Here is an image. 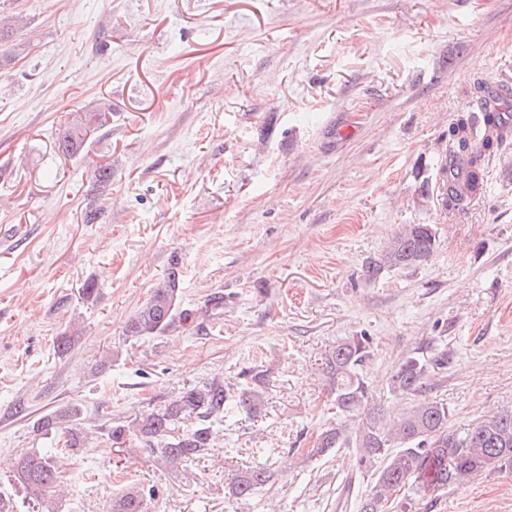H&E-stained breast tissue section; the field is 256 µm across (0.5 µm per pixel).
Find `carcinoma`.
Here are the masks:
<instances>
[{"label": "carcinoma", "mask_w": 512, "mask_h": 512, "mask_svg": "<svg viewBox=\"0 0 512 512\" xmlns=\"http://www.w3.org/2000/svg\"><path fill=\"white\" fill-rule=\"evenodd\" d=\"M480 111L461 112L448 128V152L441 158L448 188V211H458L480 194L485 166L503 143L512 137V91L506 89L493 99L479 97ZM111 109L87 112L84 119L59 130L56 142L61 156L80 152L85 141L107 124ZM437 246V231L430 224H406L380 254L365 262L364 272L375 280L385 271L406 269L427 262ZM181 274L177 261L148 301L128 321L132 339L163 335L174 322L180 296ZM369 339L349 336L327 355L325 373L336 414L357 422L353 432L345 426L327 428L319 434L311 453L324 456L338 448L357 449L360 462H383L376 480L361 503L360 512H383L393 494L408 484L417 490L436 492L460 485L490 469L512 471V410L504 409L459 433L448 430L449 410L444 403L424 398L396 419H386L375 391L360 374L369 356ZM427 363L417 357L402 361L389 379L393 393L417 396L425 392ZM247 414L257 412L264 402L263 390L246 386L231 396L224 385L211 381L190 387L163 405L125 423H112L108 430L114 447L135 439L167 466H186L210 447L212 419L224 413L229 398ZM192 421L187 429L182 424ZM42 435L63 434L65 446L84 445L86 436L80 413L74 407L60 408L40 417L35 424ZM58 452L32 448L18 458L14 481L31 499L46 502L59 492ZM273 478L265 467L246 471L233 484L232 495L246 501ZM143 495L131 489L114 502L112 512H145Z\"/></svg>", "instance_id": "1"}]
</instances>
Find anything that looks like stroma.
<instances>
[{"label": "stroma", "mask_w": 512, "mask_h": 512, "mask_svg": "<svg viewBox=\"0 0 512 512\" xmlns=\"http://www.w3.org/2000/svg\"><path fill=\"white\" fill-rule=\"evenodd\" d=\"M0 20L14 29L0 43V492L15 512H111L135 485L156 491L147 512H359L376 465L310 453L338 421L324 358L348 336L371 339L362 371L387 415L415 402L387 390L415 353L448 356L425 395L450 429L512 408V141L466 210L437 198L457 113L478 88L512 87V0H0ZM102 107L80 157H60L58 128ZM404 224L434 226L433 257L368 280ZM174 261L193 322L129 338ZM256 373L257 415L228 405L186 468L106 437L186 388L234 395ZM67 406L87 443L61 454L41 506L13 463L56 447L33 423ZM256 466L273 481L237 500ZM386 512H512V473L408 486Z\"/></svg>", "instance_id": "1"}]
</instances>
